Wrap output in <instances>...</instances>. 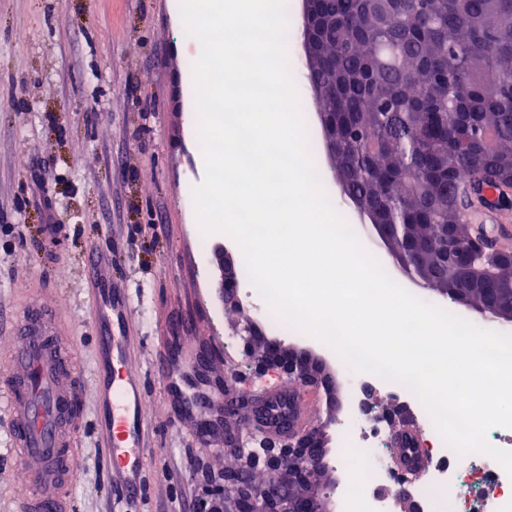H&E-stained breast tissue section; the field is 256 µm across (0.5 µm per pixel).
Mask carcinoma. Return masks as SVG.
<instances>
[{
  "instance_id": "carcinoma-1",
  "label": "carcinoma",
  "mask_w": 512,
  "mask_h": 512,
  "mask_svg": "<svg viewBox=\"0 0 512 512\" xmlns=\"http://www.w3.org/2000/svg\"><path fill=\"white\" fill-rule=\"evenodd\" d=\"M315 104L345 201L409 272L453 303L512 307V263L477 256L464 271L448 227L473 235L458 185L492 182L512 200V0H317ZM293 391L269 402L287 419Z\"/></svg>"
}]
</instances>
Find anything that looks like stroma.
Wrapping results in <instances>:
<instances>
[{
    "mask_svg": "<svg viewBox=\"0 0 512 512\" xmlns=\"http://www.w3.org/2000/svg\"><path fill=\"white\" fill-rule=\"evenodd\" d=\"M287 47L306 133L321 136L306 83L300 0H287ZM178 0H0V367L18 311L31 301L55 311L76 337L84 372L94 364L87 259L105 249L112 285L129 314L113 326L131 339L130 366L145 388L153 449L140 500L109 482L92 428L91 380L81 393V452L71 488L74 512H193L203 471L224 470V450L179 420L157 373L159 358L188 367L184 343L211 339L212 375L223 392L251 396L285 388L244 366L232 337L241 318H257L252 299L239 312L208 286L210 249L197 241L193 190L204 170L193 107L194 41ZM337 213L390 274L409 284L373 230L340 195L326 152L313 155ZM55 204V244L32 193ZM26 483L9 447L0 410V512H22Z\"/></svg>",
    "mask_w": 512,
    "mask_h": 512,
    "instance_id": "stroma-1",
    "label": "stroma"
}]
</instances>
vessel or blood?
I'll return each mask as SVG.
<instances>
[{
  "mask_svg": "<svg viewBox=\"0 0 512 512\" xmlns=\"http://www.w3.org/2000/svg\"><path fill=\"white\" fill-rule=\"evenodd\" d=\"M506 209L482 207L468 213L471 223L485 225L489 243L498 246L512 240L511 217ZM92 322L96 330L93 394L94 428L113 475L137 495V475L148 448V424L143 415L144 395L138 376L127 365V348L112 334V317L118 299L112 295V271L108 259L92 255ZM74 342L59 339L48 311L39 305L20 315L8 365L0 371V400L10 417V447L25 474L28 492L22 512H73L68 494L78 460V426L82 412L77 405L75 381L81 370L74 357ZM159 371L167 378L166 391L184 416L196 407L186 400L169 361Z\"/></svg>",
  "mask_w": 512,
  "mask_h": 512,
  "instance_id": "obj_1",
  "label": "vessel or blood"
}]
</instances>
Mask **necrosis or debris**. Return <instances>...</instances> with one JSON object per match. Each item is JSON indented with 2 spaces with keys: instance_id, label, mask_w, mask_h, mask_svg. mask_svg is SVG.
<instances>
[{
  "instance_id": "obj_1",
  "label": "necrosis or debris",
  "mask_w": 512,
  "mask_h": 512,
  "mask_svg": "<svg viewBox=\"0 0 512 512\" xmlns=\"http://www.w3.org/2000/svg\"><path fill=\"white\" fill-rule=\"evenodd\" d=\"M353 412L340 427L347 447L336 463L346 472H359L356 497L365 512H394L397 491H405L418 512H512V477L490 456L459 454L436 429L419 398L404 385L368 373L348 372ZM388 392L412 406L430 451L418 481L406 482L387 458L395 445L386 419L364 412L365 391Z\"/></svg>"
}]
</instances>
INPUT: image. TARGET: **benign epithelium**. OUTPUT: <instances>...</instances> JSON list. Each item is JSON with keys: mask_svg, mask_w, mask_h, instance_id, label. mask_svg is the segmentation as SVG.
<instances>
[{"mask_svg": "<svg viewBox=\"0 0 512 512\" xmlns=\"http://www.w3.org/2000/svg\"><path fill=\"white\" fill-rule=\"evenodd\" d=\"M213 284L222 304L238 306L237 281L233 260L224 244L213 248ZM237 327L234 335L242 340V349L248 357L251 373L262 376L275 374L285 379L296 390H320L329 392L334 388V377L325 363L306 349L287 346L280 341L267 342L263 351L252 353V334ZM329 425L311 427L293 433L287 429L278 432H262L263 440L259 452L244 457V465L237 472H208L204 475L205 489L210 494L197 501L195 512H224L221 490L231 485L240 491L250 512H333L331 499H320L311 490L298 497L288 494L291 484H308V476L316 470L318 461L327 454ZM256 465L263 466L270 481L264 486L249 484L248 472Z\"/></svg>", "mask_w": 512, "mask_h": 512, "instance_id": "7a95c632", "label": "benign epithelium"}]
</instances>
